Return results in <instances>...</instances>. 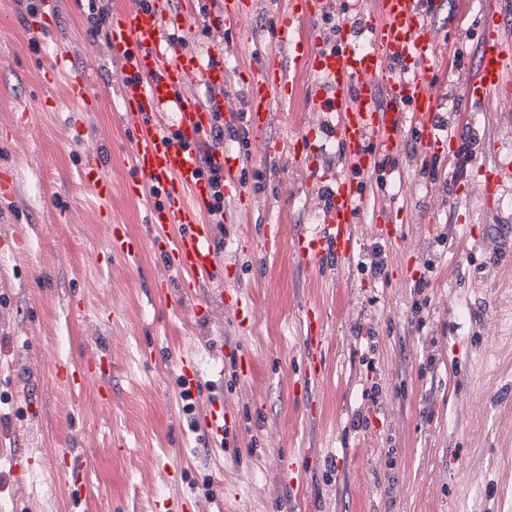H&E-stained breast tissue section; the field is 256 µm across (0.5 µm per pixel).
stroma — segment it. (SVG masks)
Wrapping results in <instances>:
<instances>
[{"mask_svg": "<svg viewBox=\"0 0 512 512\" xmlns=\"http://www.w3.org/2000/svg\"><path fill=\"white\" fill-rule=\"evenodd\" d=\"M32 0H0L16 26L0 37V173L16 192L0 212V512H165L178 494L189 512H512V191L494 205L471 189L475 167L492 163L489 143L512 138V111L468 109L448 86L458 132L472 159L422 167L406 152L390 188L367 182L370 208L433 213L439 228L407 225L400 246L384 247L382 281L353 266L314 273L292 255L311 228L307 173L288 175L290 197L274 198L275 170L256 162L264 188L251 223L214 234L231 255L253 304L250 333L213 306L207 317L175 318L155 292L161 260L147 241L144 207L122 191L129 177L127 132L113 93L116 63L105 30H93L86 0H57L54 41L65 43L97 101L74 111L63 87L41 70L52 51H32L22 25ZM478 0H458L439 23L449 50L473 74L481 40L469 17ZM215 31L189 46L215 47L228 75L252 60L253 45L221 51ZM97 149L112 184L113 220L140 242L136 261L109 250L110 229L78 171ZM277 248L264 250L265 236ZM422 291H415L418 280ZM426 301V324L411 320ZM319 305L327 331L323 378L302 380L301 316ZM254 371L236 377L240 354ZM107 357L111 369L69 390L59 362ZM201 386L197 409L224 404L225 441L191 428L182 409L179 362ZM379 391L377 406L363 400ZM367 417L352 429L355 415ZM298 471L285 476L283 454ZM86 470L72 493L58 470L64 456Z\"/></svg>", "mask_w": 512, "mask_h": 512, "instance_id": "1", "label": "stroma"}]
</instances>
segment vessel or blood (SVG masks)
<instances>
[{
    "mask_svg": "<svg viewBox=\"0 0 512 512\" xmlns=\"http://www.w3.org/2000/svg\"><path fill=\"white\" fill-rule=\"evenodd\" d=\"M440 0H346L348 18L336 29L335 49L323 48L315 22L336 10L337 0H273L274 23L256 46L239 91L226 88L224 67L208 62L204 52L187 50L197 21L192 6L174 9L170 0H139L114 12L108 25L110 51L118 62L115 87L121 119L129 133L131 178L124 193L138 199L146 213L149 243L166 269L180 279L181 298L174 313L209 308L216 267L214 226L208 219L212 189L202 173V160L211 157L224 172V192L237 203L232 223H242L254 207V196L241 180L243 159L231 148L216 149L210 142L214 112L228 125L241 126L256 143L260 159L279 166L289 161L314 175L312 192L319 204L318 223L299 234L292 252L310 270L325 259L337 265L353 263L364 249L356 225L366 210V197L357 174L377 172L381 156L399 157L407 135H415L422 154L458 151L456 135L440 123L447 98L437 76L441 43L431 13ZM55 0H43L44 16L26 22L32 40L48 41L52 32L45 15ZM255 10L254 0H218L207 18L216 32L237 35ZM482 50L476 72L464 83V97L479 106L489 99L512 100V27L498 10L473 14ZM71 56L56 49L43 82L64 85L70 103L84 110L94 98L85 75L71 69ZM306 75L299 88L297 75ZM214 91L211 103L193 101L190 89ZM314 113L315 123L289 139H269L273 118L289 122L295 108ZM336 141L349 174L320 170L316 140ZM476 173L485 195L512 187V156L504 155ZM93 187L100 214H108L112 189L98 156L87 158L79 171ZM159 191L150 200L148 191ZM389 243H399L410 212H383ZM114 253L133 260L136 241L122 225L111 227ZM230 309L241 330H248L252 303L236 288L229 289ZM306 340L323 346L325 327L316 305L303 314Z\"/></svg>",
    "mask_w": 512,
    "mask_h": 512,
    "instance_id": "obj_1",
    "label": "vessel or blood"
}]
</instances>
